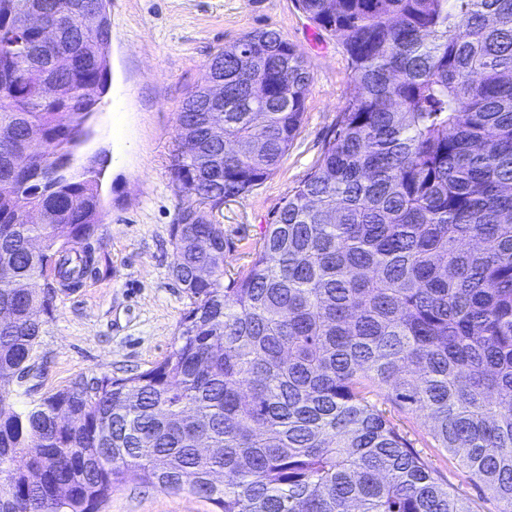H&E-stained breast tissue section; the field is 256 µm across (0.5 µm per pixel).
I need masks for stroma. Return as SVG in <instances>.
<instances>
[{"label": "stroma", "instance_id": "1", "mask_svg": "<svg viewBox=\"0 0 512 512\" xmlns=\"http://www.w3.org/2000/svg\"><path fill=\"white\" fill-rule=\"evenodd\" d=\"M108 87L89 120L80 157L104 159L102 221L88 245L91 271L75 288L57 287L52 316L33 359L39 369L10 402L66 389L78 376H125L169 354L190 299L172 274L170 229L182 202L170 174L183 99L208 78L211 57L242 35L278 31L306 58L311 83L299 130L278 168L250 193L225 201L212 218L224 230V270L246 272L273 212L313 170L350 89L340 36L299 9L297 0H109ZM416 446L440 467L473 512L498 505L423 428ZM103 512H217L189 490L171 492L128 479Z\"/></svg>", "mask_w": 512, "mask_h": 512}]
</instances>
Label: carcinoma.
Segmentation results:
<instances>
[{"mask_svg":"<svg viewBox=\"0 0 512 512\" xmlns=\"http://www.w3.org/2000/svg\"><path fill=\"white\" fill-rule=\"evenodd\" d=\"M96 0H0V512H98L129 475L221 512H473L414 446L420 414L512 512V0H298L343 38L349 96L314 171L224 280L212 212L265 181L311 76L274 30L244 34L179 111L170 237L190 305L157 366L79 378L17 412L55 292L82 282L100 178L63 169L107 83ZM63 40L19 31L35 10ZM40 64L69 95L43 99ZM44 211L41 224L25 212Z\"/></svg>","mask_w":512,"mask_h":512,"instance_id":"obj_1","label":"carcinoma"}]
</instances>
